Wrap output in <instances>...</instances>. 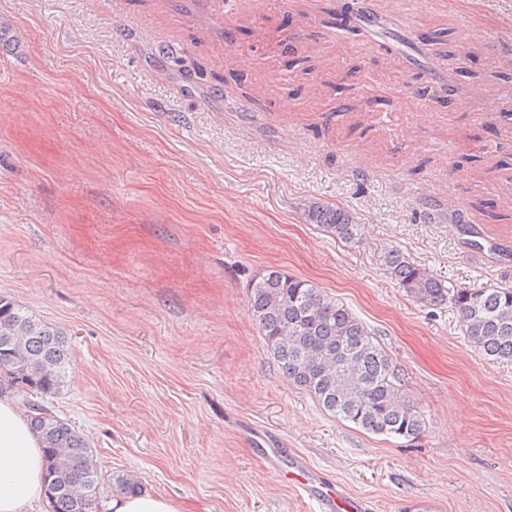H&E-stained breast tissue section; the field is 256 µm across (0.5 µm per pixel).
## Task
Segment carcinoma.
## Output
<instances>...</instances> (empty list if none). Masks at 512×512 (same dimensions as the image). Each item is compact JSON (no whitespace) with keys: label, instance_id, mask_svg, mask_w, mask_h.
<instances>
[{"label":"carcinoma","instance_id":"obj_1","mask_svg":"<svg viewBox=\"0 0 512 512\" xmlns=\"http://www.w3.org/2000/svg\"><path fill=\"white\" fill-rule=\"evenodd\" d=\"M465 89L450 88L448 102L458 107L489 85L468 72ZM309 223L344 241L355 239L359 225L340 207L313 203ZM390 274L426 306L451 302L467 335L494 359H512V286L458 288L442 283L399 251L388 253ZM250 311L283 374L307 391L334 417L362 430L393 438H416L425 422L404 396V375L369 328L342 301L313 282L268 270L251 283ZM68 349L60 333L35 320L20 304L0 296V388L31 387L26 402L30 426L44 443L47 478L56 488L51 512H98L99 468L84 436L48 409L45 397L66 380ZM117 491L141 492L136 478L118 474Z\"/></svg>","mask_w":512,"mask_h":512}]
</instances>
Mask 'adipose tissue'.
<instances>
[{
    "instance_id": "adipose-tissue-1",
    "label": "adipose tissue",
    "mask_w": 512,
    "mask_h": 512,
    "mask_svg": "<svg viewBox=\"0 0 512 512\" xmlns=\"http://www.w3.org/2000/svg\"><path fill=\"white\" fill-rule=\"evenodd\" d=\"M45 459L41 438L11 393L0 392V512H31L45 498ZM112 512H186L176 499L144 492L116 494Z\"/></svg>"
}]
</instances>
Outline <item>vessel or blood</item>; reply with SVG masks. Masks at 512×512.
I'll list each match as a JSON object with an SVG mask.
<instances>
[{"label":"vessel or blood","instance_id":"vessel-or-blood-1","mask_svg":"<svg viewBox=\"0 0 512 512\" xmlns=\"http://www.w3.org/2000/svg\"><path fill=\"white\" fill-rule=\"evenodd\" d=\"M284 459L288 460V471L297 477L303 491L310 492L311 488H318V495H312L310 499L311 512H370V504L366 499L352 495L340 482L325 478L302 455L274 447L264 457L265 462L273 468L278 467Z\"/></svg>","mask_w":512,"mask_h":512}]
</instances>
